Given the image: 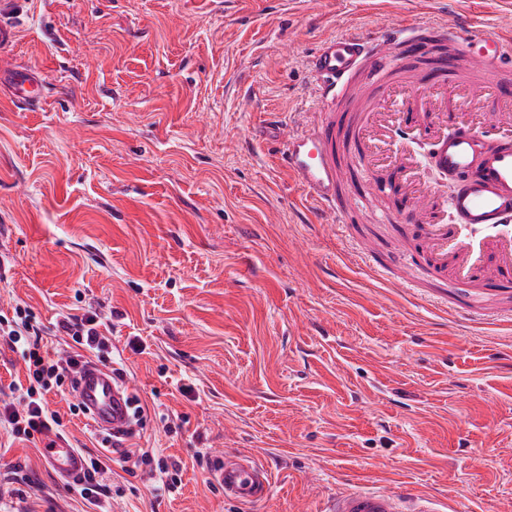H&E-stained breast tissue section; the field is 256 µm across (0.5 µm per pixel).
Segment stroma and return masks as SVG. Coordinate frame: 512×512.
Returning <instances> with one entry per match:
<instances>
[{"mask_svg": "<svg viewBox=\"0 0 512 512\" xmlns=\"http://www.w3.org/2000/svg\"><path fill=\"white\" fill-rule=\"evenodd\" d=\"M0 308L52 327L111 314L116 365L152 417L140 443L178 460L153 498L113 465L110 512H323L359 483L512 512V324L379 278L306 209L268 113L304 129L319 41L432 21L512 30V0H0ZM24 71L39 105L15 102ZM367 205L373 251L400 235ZM60 413L75 448L101 452ZM182 418L166 430L159 412ZM227 448L271 475L265 503L210 486ZM24 467L33 487L9 476ZM8 512H83L39 445L0 449ZM42 82L31 72L19 74L14 81L13 96L16 100L38 103L41 99Z\"/></svg>", "mask_w": 512, "mask_h": 512, "instance_id": "35a3bbf8", "label": "stroma"}]
</instances>
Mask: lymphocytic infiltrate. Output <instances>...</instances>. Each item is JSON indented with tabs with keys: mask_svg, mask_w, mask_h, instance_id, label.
<instances>
[{
	"mask_svg": "<svg viewBox=\"0 0 512 512\" xmlns=\"http://www.w3.org/2000/svg\"><path fill=\"white\" fill-rule=\"evenodd\" d=\"M103 325L100 314L92 309L61 315L56 328L73 343L72 350L62 351L45 343L43 327L30 308L18 304L11 312L0 311V344L20 354L26 370L25 384L12 387L9 399L0 400L1 430L27 441L59 434L61 419L50 410L47 400L51 393L67 399L71 415L82 414L81 405L72 399L70 386L84 355L104 360L111 343L102 332ZM114 456L126 463L129 473L146 476L155 495L176 492L181 485L179 461L164 455L161 449L133 448L118 440L112 445L111 455L87 456V468L74 487L87 505H99L109 497V462Z\"/></svg>",
	"mask_w": 512,
	"mask_h": 512,
	"instance_id": "f902f5d3",
	"label": "lymphocytic infiltrate"
}]
</instances>
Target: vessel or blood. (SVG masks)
Masks as SVG:
<instances>
[{
	"label": "vessel or blood",
	"instance_id": "vessel-or-blood-1",
	"mask_svg": "<svg viewBox=\"0 0 512 512\" xmlns=\"http://www.w3.org/2000/svg\"><path fill=\"white\" fill-rule=\"evenodd\" d=\"M434 35L445 41L450 54L437 60L423 76H414L412 92L394 103L410 112L427 107L431 93H446L465 85L470 94L500 87L512 66V34L490 31L469 34L448 25L413 28H380L364 34H345L323 40L309 56L310 70L320 85L325 102L313 127L306 131L284 130L281 165L300 186L307 202L322 214L345 217L350 206L369 202L373 195L393 193L400 185L413 188V200L401 216L403 223H418L421 240L417 248L401 252L399 263L410 272L422 271L431 280L430 298L447 306L449 292H457L472 303L475 313L494 315L512 322V137L487 144L466 120L449 123L446 112L434 113L432 121L444 131L429 154L438 172L459 177L449 197L434 187L415 184L412 168H404L380 183L370 177L372 159L360 145L371 114L358 110L337 114L336 100L352 82L363 90L382 84L395 66L397 50L419 58L425 39ZM42 82L29 72L19 74L13 85L16 100L36 103ZM495 260L498 287H486V262ZM129 389L109 367L88 360L75 376V398L85 409L93 427L103 433L123 436L130 430L127 401ZM42 458L48 469L65 480L83 475L86 457L60 437L43 443ZM214 475L226 498L246 504L266 501L269 478L256 461L235 450L218 456ZM327 512H442L439 500L404 493L355 486L339 492Z\"/></svg>",
	"mask_w": 512,
	"mask_h": 512
}]
</instances>
